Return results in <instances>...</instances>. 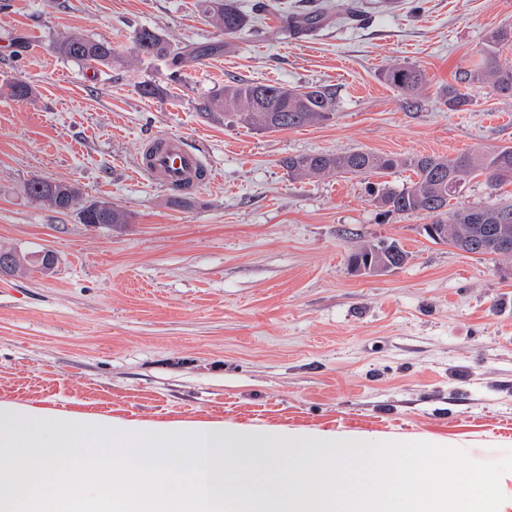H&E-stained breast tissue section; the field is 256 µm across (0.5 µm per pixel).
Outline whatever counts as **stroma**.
<instances>
[{
  "label": "stroma",
  "mask_w": 512,
  "mask_h": 512,
  "mask_svg": "<svg viewBox=\"0 0 512 512\" xmlns=\"http://www.w3.org/2000/svg\"><path fill=\"white\" fill-rule=\"evenodd\" d=\"M263 28L179 80L133 33L172 49L224 35L200 0H0V248L52 251L48 274L0 276V397L122 417L213 419L378 440L445 439L478 462L512 450V258L429 240L416 214L381 215L364 177L289 180L288 154H436L512 146V97L481 84L446 112L439 90L482 60L512 0H332L319 28L278 38L305 0H239ZM79 33L111 42L94 69L56 55ZM407 62L429 85L406 101L378 73ZM336 89L330 120L280 132L200 112L225 81ZM29 84L16 99L10 86ZM161 96L140 95L141 82ZM181 135L217 171L191 203L136 177L142 145ZM76 183L123 224L89 226L30 199L33 178ZM409 252L357 277L358 244Z\"/></svg>",
  "instance_id": "obj_1"
}]
</instances>
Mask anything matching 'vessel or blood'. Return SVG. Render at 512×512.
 I'll list each match as a JSON object with an SVG mask.
<instances>
[{
	"instance_id": "1",
	"label": "vessel or blood",
	"mask_w": 512,
	"mask_h": 512,
	"mask_svg": "<svg viewBox=\"0 0 512 512\" xmlns=\"http://www.w3.org/2000/svg\"><path fill=\"white\" fill-rule=\"evenodd\" d=\"M152 151L141 173L150 180L163 185L194 182L205 163L200 151L187 147L184 139L175 135H164L151 142Z\"/></svg>"
}]
</instances>
